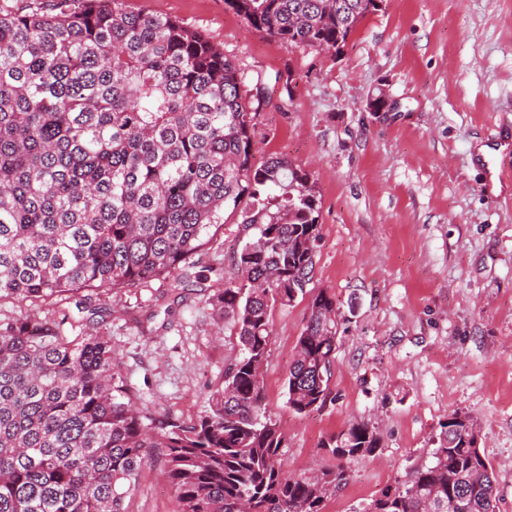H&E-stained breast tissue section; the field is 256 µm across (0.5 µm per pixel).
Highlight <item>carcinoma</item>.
I'll return each mask as SVG.
<instances>
[{
  "instance_id": "1",
  "label": "carcinoma",
  "mask_w": 512,
  "mask_h": 512,
  "mask_svg": "<svg viewBox=\"0 0 512 512\" xmlns=\"http://www.w3.org/2000/svg\"><path fill=\"white\" fill-rule=\"evenodd\" d=\"M250 26L318 51L346 45L375 0H224ZM243 75L207 36L126 0L0 6V299L46 301L166 277L233 219L256 231L211 296L240 354L189 422L139 409L110 340L49 320L0 324V512H125L157 455L177 512H322L343 466L313 476L278 464L284 433L266 404L271 315L308 293L321 224L315 182L283 156L252 163ZM336 303L321 291L284 380L288 407L329 396ZM470 417L441 424L434 461L364 512H496ZM338 460L379 448L352 421L322 443Z\"/></svg>"
}]
</instances>
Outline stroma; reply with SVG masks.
I'll list each match as a JSON object with an SVG mask.
<instances>
[{"label":"stroma","instance_id":"35a3bbf8","mask_svg":"<svg viewBox=\"0 0 512 512\" xmlns=\"http://www.w3.org/2000/svg\"><path fill=\"white\" fill-rule=\"evenodd\" d=\"M207 34L234 60L246 100L270 93L255 123L254 164L283 156L307 171L321 202L311 286L336 302L337 349L324 407L289 409L284 379L309 315L275 307L263 367L268 409L286 436L288 474L334 467L322 441L350 421L381 441L350 461L324 512H362L407 470L432 461L449 414L470 416L512 512V188L484 190L477 149L512 129V0H382L346 45L320 52L253 29L224 0H126ZM382 96L385 107L369 103ZM228 224L192 260L203 286L156 279L47 303L0 299V321H55L82 334L91 309L123 381L153 416L190 418L239 353L210 301L252 239ZM126 512H177L161 462L140 472Z\"/></svg>","mask_w":512,"mask_h":512}]
</instances>
